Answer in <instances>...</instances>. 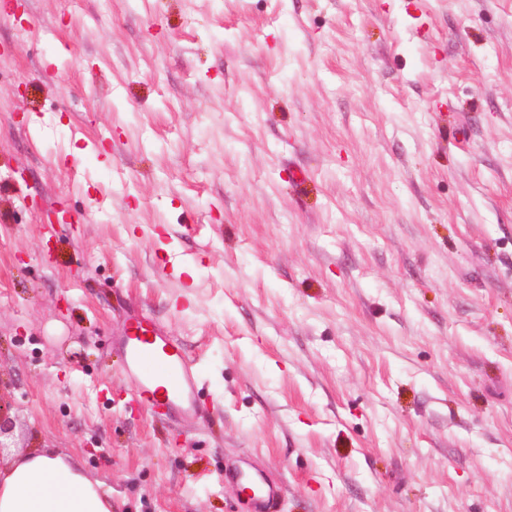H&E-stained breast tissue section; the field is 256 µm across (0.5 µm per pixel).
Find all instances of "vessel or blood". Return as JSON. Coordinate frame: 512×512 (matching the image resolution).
<instances>
[{"instance_id": "obj_1", "label": "vessel or blood", "mask_w": 512, "mask_h": 512, "mask_svg": "<svg viewBox=\"0 0 512 512\" xmlns=\"http://www.w3.org/2000/svg\"><path fill=\"white\" fill-rule=\"evenodd\" d=\"M118 346L135 383V397L148 411L175 420L196 410L200 375L176 337L138 316L129 322ZM231 478L243 486L252 512H270L285 491L282 483L243 470L232 473Z\"/></svg>"}]
</instances>
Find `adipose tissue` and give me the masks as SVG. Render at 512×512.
<instances>
[{
  "label": "adipose tissue",
  "mask_w": 512,
  "mask_h": 512,
  "mask_svg": "<svg viewBox=\"0 0 512 512\" xmlns=\"http://www.w3.org/2000/svg\"><path fill=\"white\" fill-rule=\"evenodd\" d=\"M0 512H112V490L72 459L36 451L0 468Z\"/></svg>",
  "instance_id": "1"
}]
</instances>
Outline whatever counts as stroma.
I'll list each match as a JSON object with an SVG mask.
<instances>
[{
    "label": "stroma",
    "instance_id": "obj_1",
    "mask_svg": "<svg viewBox=\"0 0 512 512\" xmlns=\"http://www.w3.org/2000/svg\"><path fill=\"white\" fill-rule=\"evenodd\" d=\"M0 45L1 465L112 512H249L242 455L276 512H512V0H22ZM142 315L205 383L170 426ZM117 344L135 383V397L148 411L176 420L196 410L200 375L176 337L138 316ZM0 512H112V489L68 457L31 452L0 468ZM225 480H235L248 495L252 512H270L273 503L286 490L280 482L266 481L261 475L239 470L232 474L224 473Z\"/></svg>",
    "mask_w": 512,
    "mask_h": 512
}]
</instances>
